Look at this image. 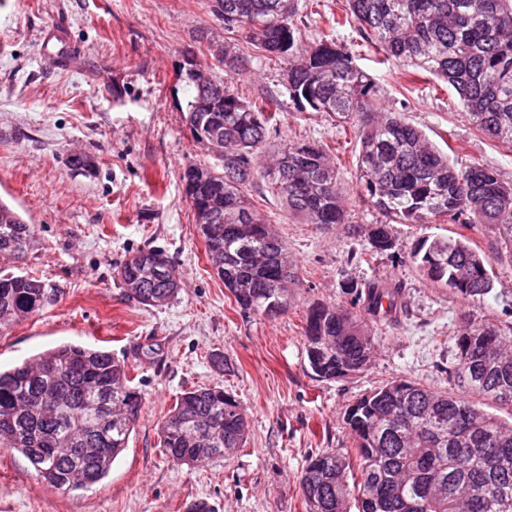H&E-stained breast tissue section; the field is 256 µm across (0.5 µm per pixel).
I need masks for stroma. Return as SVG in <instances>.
I'll list each match as a JSON object with an SVG mask.
<instances>
[{"label": "stroma", "instance_id": "1", "mask_svg": "<svg viewBox=\"0 0 512 512\" xmlns=\"http://www.w3.org/2000/svg\"><path fill=\"white\" fill-rule=\"evenodd\" d=\"M308 14L295 0L304 45L335 41L353 50L386 110L401 113L450 162H479L512 181V150L474 129L453 88L408 80L361 46L356 23L336 26V0ZM62 28L75 56L48 64L45 34ZM212 0H0V198L35 226V245L1 268L50 282L56 298L0 332V367L64 342L101 346L132 365L141 417L110 474L64 493L38 482L28 460L0 450V512H184L203 498L218 512H305L299 479L322 448H349L347 408L360 395L408 377L455 391L446 370L467 321L512 329V240L494 224H396L392 249L374 251L364 228L385 216L364 204L357 139L321 112L300 111L284 65L251 61L234 84L254 100L276 98L278 137L326 145L346 192L347 221L324 228L285 212L264 184L250 193L296 263L286 311L242 310L211 267L180 175L214 159L190 137L181 110L188 63L225 80L212 43L223 42ZM90 157L83 170L72 156ZM466 235L485 260L492 291L463 300L434 286L412 262L424 237ZM163 249L180 273L173 300L146 308L128 297L117 270L134 251ZM400 284V305L378 324L369 369L341 380L311 370L303 336L315 302L345 304L347 283ZM224 356L215 367L212 353ZM221 386L247 418L243 447L199 465L169 462L159 428L183 390Z\"/></svg>", "mask_w": 512, "mask_h": 512}]
</instances>
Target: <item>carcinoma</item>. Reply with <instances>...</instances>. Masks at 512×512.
I'll list each match as a JSON object with an SVG mask.
<instances>
[{
	"label": "carcinoma",
	"instance_id": "obj_1",
	"mask_svg": "<svg viewBox=\"0 0 512 512\" xmlns=\"http://www.w3.org/2000/svg\"><path fill=\"white\" fill-rule=\"evenodd\" d=\"M379 63L391 59L426 72L458 94L472 125L512 148V0H341ZM224 30L237 33L269 62L288 60L285 88L301 110L322 112L354 129L359 197L396 224L449 217L461 224H502L512 243V182L492 168L457 167L400 115H381L373 78L352 52L333 41L300 49L294 0H214ZM227 79L187 69L180 81L191 94L186 127L202 139L222 171L187 166L183 192L193 210L213 217L197 228L207 258L244 310L275 316L288 308L293 260L250 197L265 183L288 212L309 224L346 223L344 188L323 145L282 140L266 154L277 130L273 102L241 96L233 80L249 56L224 42ZM224 102L211 101L218 88ZM35 235L0 200V260L18 259ZM378 251L393 247L391 228H367ZM427 279L464 300L488 294L493 281L483 258L461 235L423 238L411 252ZM173 266L162 250H138L118 270L136 285L148 308L170 301L179 284L161 279ZM352 308L312 304L305 315L309 365L325 380L365 371L375 350L378 311L397 306L398 289L369 281L348 285ZM54 287L35 277L0 274V332L39 312ZM512 334L492 322L467 323L456 337L448 376L461 393L433 390L412 379L393 380L361 395L344 422L354 452L325 448L308 459L299 489L306 512H512V422L483 409L480 400L512 406ZM131 365L112 352L63 343L0 370V447L21 453L40 482L57 490H86L110 473L128 448L143 399L131 386ZM247 421L222 387L184 391L160 426L164 455L177 464L224 456L245 441Z\"/></svg>",
	"mask_w": 512,
	"mask_h": 512
}]
</instances>
